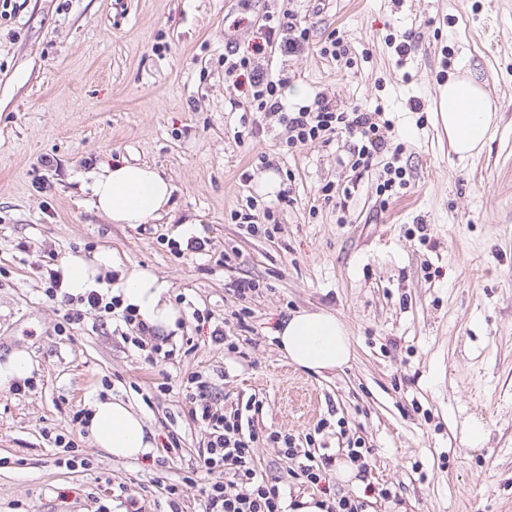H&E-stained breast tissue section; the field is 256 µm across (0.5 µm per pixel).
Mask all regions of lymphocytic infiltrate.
I'll return each mask as SVG.
<instances>
[{"label":"lymphocytic infiltrate","instance_id":"f902f5d3","mask_svg":"<svg viewBox=\"0 0 512 512\" xmlns=\"http://www.w3.org/2000/svg\"><path fill=\"white\" fill-rule=\"evenodd\" d=\"M245 69L249 72L252 93L248 108L278 118L288 129L286 145L294 149L314 141L328 142L336 134L345 132L359 138L360 147L354 154L353 167L358 173L368 171L374 156L388 149V143L378 133L379 125L373 113L354 106L338 109L332 99L316 95L311 105L290 111L279 96V83L267 74L252 67L249 59L230 64L226 72L234 74ZM49 299L60 298L68 308L63 321L77 325L89 318L119 313L122 322L131 330L132 344L145 351L150 364H157L175 356V349L164 348L156 342V331L137 314L135 308L122 306L120 297H104L97 291H89L78 297L61 295L63 280L58 270L48 272ZM180 387L189 404L188 413L193 422L204 427L207 441L201 460L207 472H222V479L204 483L200 488L202 512H286L284 493L278 482L260 477L254 465V450L265 442L280 449L286 457L296 456V438L279 431L263 432L244 424L241 412L228 413L218 406L210 383L201 374L193 373L172 383L163 379L156 386L158 392H168Z\"/></svg>","mask_w":512,"mask_h":512}]
</instances>
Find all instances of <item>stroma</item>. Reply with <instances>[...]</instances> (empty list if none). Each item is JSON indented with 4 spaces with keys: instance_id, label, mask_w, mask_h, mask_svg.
<instances>
[{
    "instance_id": "35a3bbf8",
    "label": "stroma",
    "mask_w": 512,
    "mask_h": 512,
    "mask_svg": "<svg viewBox=\"0 0 512 512\" xmlns=\"http://www.w3.org/2000/svg\"><path fill=\"white\" fill-rule=\"evenodd\" d=\"M0 18V361L29 353L34 386L0 391V512H201L199 490L177 507L164 488L200 466L205 433L163 374L200 373L233 411L260 400L266 431L319 440L335 463L321 486L292 476L259 444L255 466L286 503L360 497L366 512H512V0H6ZM292 9L309 47L254 54L267 19ZM347 58L320 55L332 30ZM413 38L406 62L391 43ZM282 79L286 107L326 94L381 110L379 133L401 150L408 184L380 207L386 157L356 176L354 138L290 151L277 120L244 110L247 77L225 54ZM483 81L498 118L482 152L459 161L435 113L447 75ZM140 161L170 178L172 218L115 224L89 211L83 178ZM333 184L334 200L320 189ZM288 190L290 203L279 193ZM273 210L271 236L249 235ZM208 238L206 254L167 241ZM229 263H222V255ZM87 262L95 289L144 272L181 314L170 342L191 353L157 365L111 318L55 329L66 310L46 297V265ZM259 287L239 301L233 281ZM249 307L237 353L211 339ZM326 311L348 331L352 358L314 374L284 357L288 313ZM204 320H196L195 312ZM113 395L150 422L153 454L115 461L73 420ZM483 440L471 442L473 429ZM178 434L180 447L169 445ZM73 438L84 468L60 464L53 436ZM372 454L364 476L340 478L349 442Z\"/></svg>"
}]
</instances>
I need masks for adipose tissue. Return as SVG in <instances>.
<instances>
[{
  "label": "adipose tissue",
  "mask_w": 512,
  "mask_h": 512,
  "mask_svg": "<svg viewBox=\"0 0 512 512\" xmlns=\"http://www.w3.org/2000/svg\"><path fill=\"white\" fill-rule=\"evenodd\" d=\"M484 96L477 82L453 74L443 85L440 121L459 160L477 153L494 131V112L473 105L474 99ZM89 177L87 205L112 223L144 224L170 209L172 185L153 166L130 161L104 164L90 171ZM119 293L124 304L134 307L158 333L175 329L179 312L156 278L130 274ZM276 336L290 363L316 373L343 368L352 356L346 328L326 312L291 313L281 321ZM86 429L95 445L116 460L137 459L156 448L154 434L141 413L117 397H97L90 402Z\"/></svg>",
  "instance_id": "ef3b65f1"
}]
</instances>
